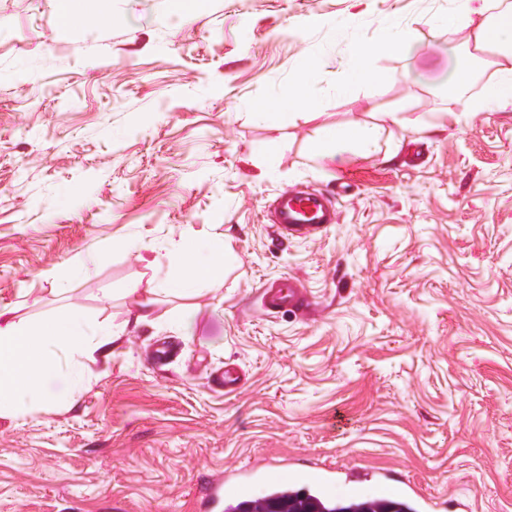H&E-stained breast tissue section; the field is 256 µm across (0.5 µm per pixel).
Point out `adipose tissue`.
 I'll return each mask as SVG.
<instances>
[{
    "mask_svg": "<svg viewBox=\"0 0 512 512\" xmlns=\"http://www.w3.org/2000/svg\"><path fill=\"white\" fill-rule=\"evenodd\" d=\"M443 23L452 27L463 21H476L474 49L497 50L506 63L482 89L481 94L464 105L468 112L512 109V12L493 13L491 0H456ZM418 24L389 25L377 40L359 39L348 48V61L336 85L338 95L348 97L361 88L380 90L374 61L380 56H405L415 39ZM381 128L365 125L357 128L331 126L323 128L311 145L314 157L327 160L337 152L355 148L373 152L378 148ZM171 251L180 266L163 279L159 292L166 295L190 296L200 287L218 280L224 274V245L210 248L208 262L195 260L198 243L193 236L183 235L172 241ZM120 330L101 323L90 327L84 316L60 311L40 322L18 319L12 309L0 308V416L16 412L42 397V382L56 368L60 350L83 354L110 355Z\"/></svg>",
    "mask_w": 512,
    "mask_h": 512,
    "instance_id": "1",
    "label": "adipose tissue"
}]
</instances>
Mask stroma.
<instances>
[{"label":"stroma","mask_w":512,"mask_h":512,"mask_svg":"<svg viewBox=\"0 0 512 512\" xmlns=\"http://www.w3.org/2000/svg\"><path fill=\"white\" fill-rule=\"evenodd\" d=\"M454 7L84 0L65 24L58 0H0V308L125 329L110 356L60 352L44 400L0 417V512H202L203 484L244 466L252 498L267 472L301 487L326 468L328 498L379 497L391 471L419 512H512V111L449 94L453 68L484 84L501 61L471 25L437 29ZM414 18L409 56L376 62L381 92L338 96L350 41ZM308 62L314 108L277 113ZM374 123L377 151L312 159L319 129ZM295 186L338 221L279 240L266 209ZM186 232L200 262L228 240L223 279L130 324L127 288L173 272ZM283 278L310 309L264 310Z\"/></svg>","instance_id":"1"}]
</instances>
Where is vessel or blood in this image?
<instances>
[{"instance_id": "b4317fda", "label": "vessel or blood", "mask_w": 512, "mask_h": 512, "mask_svg": "<svg viewBox=\"0 0 512 512\" xmlns=\"http://www.w3.org/2000/svg\"><path fill=\"white\" fill-rule=\"evenodd\" d=\"M336 220L337 212L323 193L298 187L281 191L269 211L274 232L282 238L312 236ZM303 300L300 290L288 280L271 282L263 291V307L268 311L296 308ZM242 477V471L232 470L209 481L202 489L203 502L211 508L219 506L229 490L241 489Z\"/></svg>"}]
</instances>
